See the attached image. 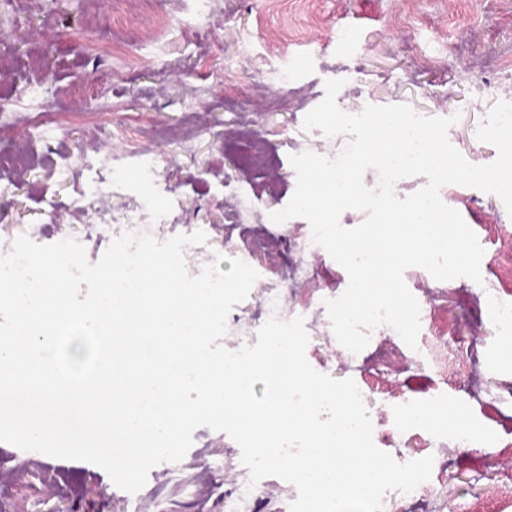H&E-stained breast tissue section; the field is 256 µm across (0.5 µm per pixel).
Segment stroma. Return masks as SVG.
<instances>
[{
    "instance_id": "35a3bbf8",
    "label": "stroma",
    "mask_w": 512,
    "mask_h": 512,
    "mask_svg": "<svg viewBox=\"0 0 512 512\" xmlns=\"http://www.w3.org/2000/svg\"><path fill=\"white\" fill-rule=\"evenodd\" d=\"M159 25L156 42L132 26ZM512 59V0H0V62L10 73V106L0 112V152L31 157L0 170V246L19 236L48 245L73 238L98 262L114 235L135 223L165 241L205 229L207 242L184 250L198 274L223 255L230 270L257 237H288L306 248L309 281L285 292L290 317H303L306 357L318 372L343 380L379 368L375 354L347 362L319 311V301L349 282L346 270L312 241L309 222L271 223L296 188L289 157L305 151L332 158L348 135L303 131L304 111L343 80L349 107L411 106L424 116H456L450 143L474 165L495 161L477 128L512 82L494 68ZM285 71L289 82L274 79ZM154 152L158 183L139 180L130 146ZM106 161L104 189H86L82 159ZM129 190L113 193L112 159ZM449 205L485 250L481 282L450 280L440 291L424 269L405 282L424 288L434 325L448 338V373L407 363L396 377L419 400L448 396L474 437L449 442L448 470L427 496L426 512H512V334L490 319L484 288L512 289V216L492 194L449 185ZM248 297L230 311L225 348L256 344L267 289L281 285V250L267 254ZM241 452L207 427L177 463L149 472L138 494L114 487L86 461L57 459L0 442V512H224V471Z\"/></svg>"
}]
</instances>
